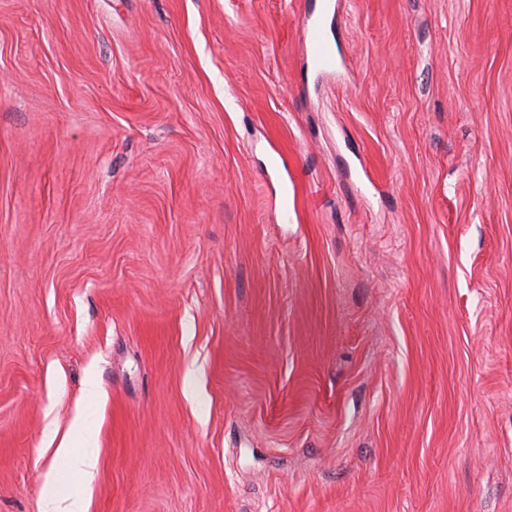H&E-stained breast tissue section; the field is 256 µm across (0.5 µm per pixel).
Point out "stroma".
Wrapping results in <instances>:
<instances>
[{
  "label": "stroma",
  "instance_id": "obj_1",
  "mask_svg": "<svg viewBox=\"0 0 512 512\" xmlns=\"http://www.w3.org/2000/svg\"><path fill=\"white\" fill-rule=\"evenodd\" d=\"M309 3L0 0V512H512V0ZM335 11V4H327L319 14L310 12L303 23L304 52L307 65L318 74H341L346 69L342 59L336 55V49L326 38L323 18Z\"/></svg>",
  "mask_w": 512,
  "mask_h": 512
}]
</instances>
